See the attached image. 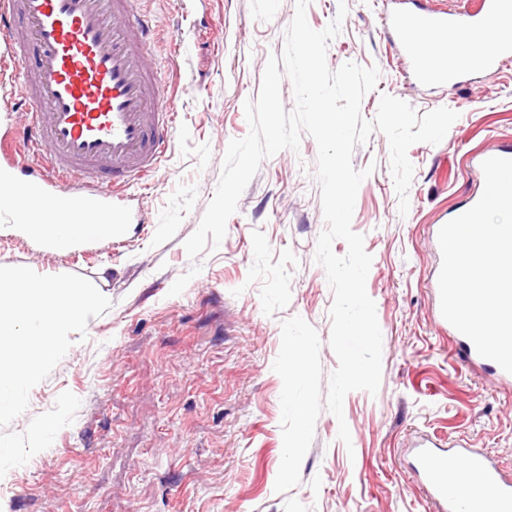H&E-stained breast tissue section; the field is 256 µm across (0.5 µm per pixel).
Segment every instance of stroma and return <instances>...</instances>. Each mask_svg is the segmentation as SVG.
Masks as SVG:
<instances>
[{"label":"stroma","mask_w":512,"mask_h":512,"mask_svg":"<svg viewBox=\"0 0 512 512\" xmlns=\"http://www.w3.org/2000/svg\"><path fill=\"white\" fill-rule=\"evenodd\" d=\"M342 1L348 13L327 63L378 68L365 119L384 94L420 114H459L440 143L409 148L407 213L386 136L373 132L353 153L355 169L372 170L352 228L372 257L366 290L383 336L377 394L350 392L340 420L321 411L300 483L275 491L282 380L272 365L282 321L298 316L315 328L323 377L337 367L333 293L315 260L325 221L314 139L302 135L298 151L262 161L217 249L192 259L184 242L229 142L249 132L244 104L257 99L270 55L283 51L295 0H144L157 25L178 30L161 53L178 112L172 150L125 203L144 223L127 225L121 245L69 254L0 231V266L77 274L112 302L85 333H71L28 409L0 428V512H436L410 466L423 435L467 440L512 472V386L455 356L431 288L442 262L435 225L483 191L478 154L512 148V61L455 83L417 84L380 22L395 0H311L309 25L324 29Z\"/></svg>","instance_id":"obj_1"}]
</instances>
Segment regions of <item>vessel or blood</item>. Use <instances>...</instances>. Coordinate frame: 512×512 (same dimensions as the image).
<instances>
[{
	"label": "vessel or blood",
	"mask_w": 512,
	"mask_h": 512,
	"mask_svg": "<svg viewBox=\"0 0 512 512\" xmlns=\"http://www.w3.org/2000/svg\"><path fill=\"white\" fill-rule=\"evenodd\" d=\"M139 2L0 0V51L17 61V93L28 107L13 143L35 160L33 172L20 177L0 170V185L20 212L48 208L57 224L71 217L109 224L113 240L121 239L130 216L119 203L165 161L177 117L155 58L165 32ZM399 2L383 27L421 83L453 82L512 58V36L484 38L491 20L512 17V0H465L448 11ZM459 33L480 42L476 64L438 50L440 36ZM455 339L460 360L512 382L465 335ZM413 469L437 512H512V479L488 454L422 437Z\"/></svg>",
	"instance_id": "1"
}]
</instances>
